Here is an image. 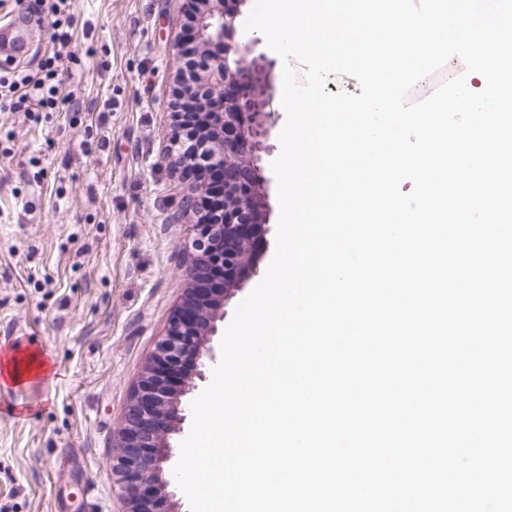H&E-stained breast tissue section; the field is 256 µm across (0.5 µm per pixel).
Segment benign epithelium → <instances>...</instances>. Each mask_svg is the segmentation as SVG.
I'll return each mask as SVG.
<instances>
[{
    "mask_svg": "<svg viewBox=\"0 0 512 512\" xmlns=\"http://www.w3.org/2000/svg\"><path fill=\"white\" fill-rule=\"evenodd\" d=\"M193 79H182L181 98L208 105L201 113L199 150L205 164L219 170L224 216L216 224H197L198 254L190 269L191 287L170 318L164 337L135 386L116 431L119 453L112 474L126 497V512H174L171 481L164 464L172 446L168 436L183 419L182 398L206 379L215 359L209 337L224 308V284L255 275L250 253L260 246L256 189L264 119L270 96L248 63L250 46L236 40L240 6L254 0H192ZM181 210L190 212L210 192L205 169L194 168Z\"/></svg>",
    "mask_w": 512,
    "mask_h": 512,
    "instance_id": "1",
    "label": "benign epithelium"
}]
</instances>
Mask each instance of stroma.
<instances>
[{
	"label": "stroma",
	"mask_w": 512,
	"mask_h": 512,
	"mask_svg": "<svg viewBox=\"0 0 512 512\" xmlns=\"http://www.w3.org/2000/svg\"><path fill=\"white\" fill-rule=\"evenodd\" d=\"M34 0H0V34L22 31L15 67L53 52ZM187 0H72L80 27L61 60L59 111H0V353L38 350L50 373L0 386V512H125L113 435L190 284L186 178L171 152L174 76ZM274 100L261 154L270 230L226 329L275 254L280 207L271 164L286 123L283 63L261 32L239 30Z\"/></svg>",
	"instance_id": "obj_1"
}]
</instances>
